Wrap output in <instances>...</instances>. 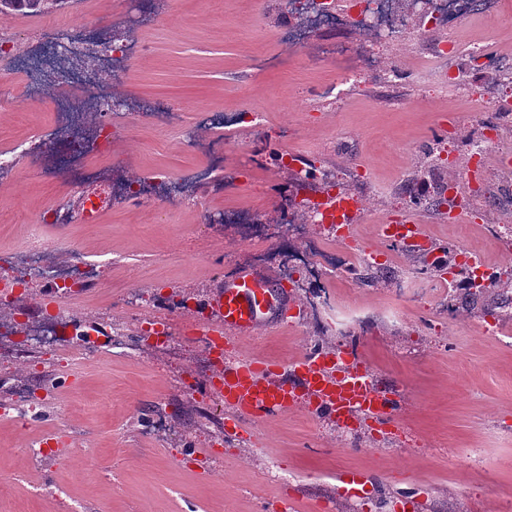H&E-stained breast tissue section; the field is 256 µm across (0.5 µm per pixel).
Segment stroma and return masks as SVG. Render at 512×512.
I'll use <instances>...</instances> for the list:
<instances>
[{
    "label": "stroma",
    "instance_id": "stroma-1",
    "mask_svg": "<svg viewBox=\"0 0 512 512\" xmlns=\"http://www.w3.org/2000/svg\"><path fill=\"white\" fill-rule=\"evenodd\" d=\"M502 9L505 18L452 34L413 25L380 50L381 82L343 74L341 59L371 50V36L353 24L319 31L315 54L287 55L282 36L295 18L283 0H71L62 13L0 16V28L23 44L60 24L118 36L122 17L144 42L146 57L128 63L124 95L133 105L166 101L183 110V124L113 116V180L208 168L184 143L193 107L247 105L262 116L226 130L224 166L206 193L157 205L150 218L116 196L98 223L48 224L34 234L30 221L70 196L68 180L36 173L28 158L0 176V256L37 239L56 266L112 268L87 295L28 314L34 322L61 314L71 333L97 324L111 332L109 346L37 344L21 358L0 338V406L25 394L40 405L36 419L0 421V512H512V321H503V337L483 335L479 310L449 311L448 286L423 275L422 254L383 243L374 230L411 217L435 246L454 249L466 236L495 258L491 229L512 226V207L471 212L463 229L447 210L403 204L398 187L411 182L427 196L446 182L465 203L485 179L502 181L512 118L486 157L466 147L504 92L473 60L512 49V0ZM449 41L457 47L440 61L449 76L441 89L418 59ZM259 57L277 64L255 78L249 65ZM54 122L46 100L0 109V130L17 140ZM271 148L314 164L313 187L336 174L360 187L357 246L387 256V280L327 275L318 288L296 280L287 288L292 310L242 338L237 352L288 364L313 348L352 352L405 385L391 428L363 419L340 428L300 409L243 420L229 435L223 400L197 389L212 369L183 330L224 276L259 268L282 279L292 251L336 233L309 222L295 238L278 223L292 180L269 160ZM361 162L370 165L363 177L355 173ZM228 210L243 212V221L212 223ZM259 224L268 229L262 241L254 238ZM146 287L147 305L139 299ZM165 316L181 317L183 328L159 345L146 329ZM50 434L71 441L67 454L28 455L31 442ZM359 472L369 479L352 486Z\"/></svg>",
    "mask_w": 512,
    "mask_h": 512
}]
</instances>
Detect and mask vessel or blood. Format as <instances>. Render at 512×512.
<instances>
[{
    "instance_id": "vessel-or-blood-1",
    "label": "vessel or blood",
    "mask_w": 512,
    "mask_h": 512,
    "mask_svg": "<svg viewBox=\"0 0 512 512\" xmlns=\"http://www.w3.org/2000/svg\"><path fill=\"white\" fill-rule=\"evenodd\" d=\"M287 306L282 289L266 272L241 269L225 277L212 300L209 330L223 336L229 352L241 337L278 320ZM325 358V353L313 352L289 366L256 357L225 365L216 392L230 409L228 421L262 419L298 409L382 424L401 416L404 394L397 386L383 385L359 360L333 367Z\"/></svg>"
}]
</instances>
